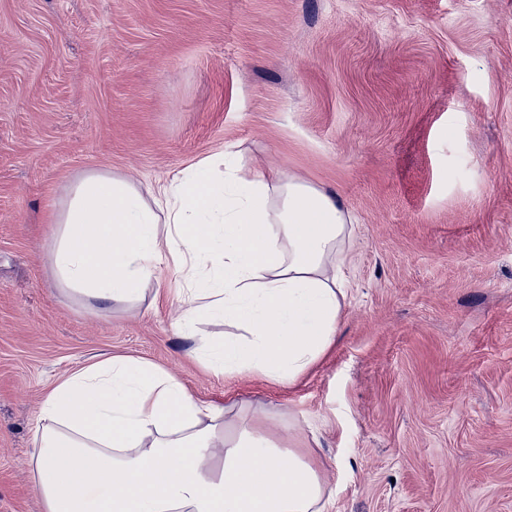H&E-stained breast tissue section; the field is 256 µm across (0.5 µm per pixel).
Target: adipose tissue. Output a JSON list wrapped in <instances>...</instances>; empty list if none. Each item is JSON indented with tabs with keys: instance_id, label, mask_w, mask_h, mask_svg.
<instances>
[{
	"instance_id": "ef3b65f1",
	"label": "adipose tissue",
	"mask_w": 512,
	"mask_h": 512,
	"mask_svg": "<svg viewBox=\"0 0 512 512\" xmlns=\"http://www.w3.org/2000/svg\"><path fill=\"white\" fill-rule=\"evenodd\" d=\"M207 157L150 197L106 170L83 173L56 216L48 263L101 307L139 299L162 269L186 306L183 335L208 366L295 384L334 343L349 296L351 216L304 180L235 172ZM236 328L215 340L198 323ZM31 484L42 512H326L313 463L131 356L73 371L45 396Z\"/></svg>"
}]
</instances>
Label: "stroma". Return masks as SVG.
<instances>
[{"label":"stroma","instance_id":"35a3bbf8","mask_svg":"<svg viewBox=\"0 0 512 512\" xmlns=\"http://www.w3.org/2000/svg\"><path fill=\"white\" fill-rule=\"evenodd\" d=\"M219 152L355 219L292 388L209 369L171 271L108 310L50 271L83 172L145 194ZM117 355L310 459L330 512H512V0H0V512H40L52 385Z\"/></svg>","mask_w":512,"mask_h":512}]
</instances>
